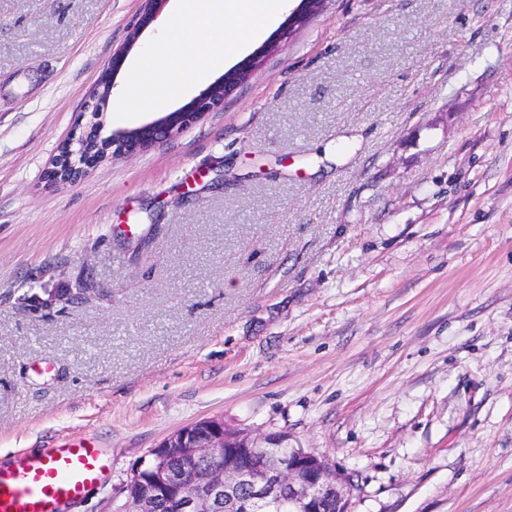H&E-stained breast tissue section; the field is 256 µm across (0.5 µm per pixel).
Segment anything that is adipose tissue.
<instances>
[{"label": "adipose tissue", "mask_w": 512, "mask_h": 512, "mask_svg": "<svg viewBox=\"0 0 512 512\" xmlns=\"http://www.w3.org/2000/svg\"><path fill=\"white\" fill-rule=\"evenodd\" d=\"M288 0H181L179 16L156 52L141 60L139 100L163 106L184 84L224 63L226 42L243 43L286 9ZM233 19L207 54L194 51L197 37L213 20Z\"/></svg>", "instance_id": "1"}]
</instances>
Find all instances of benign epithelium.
Masks as SVG:
<instances>
[{
  "label": "benign epithelium",
  "mask_w": 512,
  "mask_h": 512,
  "mask_svg": "<svg viewBox=\"0 0 512 512\" xmlns=\"http://www.w3.org/2000/svg\"><path fill=\"white\" fill-rule=\"evenodd\" d=\"M143 2L141 22L129 35L128 47L112 56V63L104 69L105 83L95 87L86 103L85 111L95 122L90 130L75 129L64 140L46 173L51 183H73L105 160L134 156L161 139L175 137L219 107L259 66L260 54L249 55L188 107L168 112L132 134L119 131L102 136L101 117L114 88L113 74L141 30L154 22L168 0ZM321 3L323 0H299L281 36L318 15ZM160 448L164 457L157 460L139 492L126 499L121 512H159L164 503L175 512H324L328 503L336 504V512H348L353 491L350 482L322 456L288 446L286 433L255 438L227 429L222 419L210 418L174 432ZM277 448L288 449V457L275 452ZM260 454L274 459L262 472L253 464ZM168 458L179 466H168Z\"/></svg>",
  "instance_id": "1"
}]
</instances>
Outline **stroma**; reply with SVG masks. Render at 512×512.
Listing matches in <instances>:
<instances>
[{"label": "stroma", "instance_id": "stroma-1", "mask_svg": "<svg viewBox=\"0 0 512 512\" xmlns=\"http://www.w3.org/2000/svg\"><path fill=\"white\" fill-rule=\"evenodd\" d=\"M113 76L107 130L174 111ZM142 0H0V465L68 441L112 473L220 417L324 456L349 512H512V0H324L133 158L45 178ZM87 286L76 295V282Z\"/></svg>", "mask_w": 512, "mask_h": 512}]
</instances>
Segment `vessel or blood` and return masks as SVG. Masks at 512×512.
I'll use <instances>...</instances> for the list:
<instances>
[{"label":"vessel or blood","instance_id":"b4317fda","mask_svg":"<svg viewBox=\"0 0 512 512\" xmlns=\"http://www.w3.org/2000/svg\"><path fill=\"white\" fill-rule=\"evenodd\" d=\"M109 474L101 448L78 442L49 455L31 453L14 469H0V512H68Z\"/></svg>","mask_w":512,"mask_h":512}]
</instances>
